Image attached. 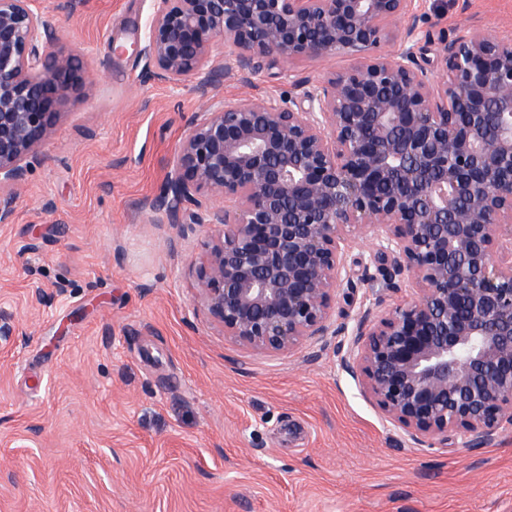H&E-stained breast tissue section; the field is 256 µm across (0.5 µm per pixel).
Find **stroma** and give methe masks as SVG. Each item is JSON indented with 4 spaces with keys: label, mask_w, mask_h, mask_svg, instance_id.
<instances>
[{
    "label": "stroma",
    "mask_w": 512,
    "mask_h": 512,
    "mask_svg": "<svg viewBox=\"0 0 512 512\" xmlns=\"http://www.w3.org/2000/svg\"><path fill=\"white\" fill-rule=\"evenodd\" d=\"M92 79L0 224V512H512V423L442 448L386 423L342 371L335 338L271 354L225 338L195 302L189 245L154 208L201 111L195 81L151 76L155 0H36ZM437 28L512 35V0H426ZM126 47L113 53V44ZM352 57L300 60L212 96H298ZM345 253L333 317L354 325L409 301L406 275L363 278Z\"/></svg>",
    "instance_id": "stroma-1"
}]
</instances>
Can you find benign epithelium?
Instances as JSON below:
<instances>
[{
	"label": "benign epithelium",
	"instance_id": "7a95c632",
	"mask_svg": "<svg viewBox=\"0 0 512 512\" xmlns=\"http://www.w3.org/2000/svg\"><path fill=\"white\" fill-rule=\"evenodd\" d=\"M34 0H0V223L28 159L80 95L86 66L54 50ZM416 0H158L144 48L153 74L243 76L346 54L354 64L298 102L211 97L186 124L156 200L185 238L215 235L194 263L196 302L224 336L280 353L337 336L336 292L353 233L363 275H408L414 298L365 311L342 370L413 441L485 442L512 422V37L450 39Z\"/></svg>",
	"mask_w": 512,
	"mask_h": 512
}]
</instances>
